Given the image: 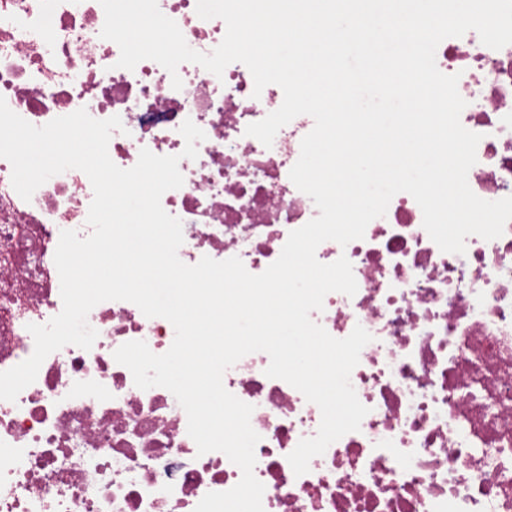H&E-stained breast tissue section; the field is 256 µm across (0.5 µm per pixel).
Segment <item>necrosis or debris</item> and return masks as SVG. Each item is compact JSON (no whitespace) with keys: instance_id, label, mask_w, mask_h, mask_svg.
<instances>
[{"instance_id":"1","label":"necrosis or debris","mask_w":512,"mask_h":512,"mask_svg":"<svg viewBox=\"0 0 512 512\" xmlns=\"http://www.w3.org/2000/svg\"><path fill=\"white\" fill-rule=\"evenodd\" d=\"M196 6L158 0L188 45L208 53L226 24L200 18ZM104 21L99 0H0V96L36 126L81 108L98 120L120 117L124 129L108 146L120 168L133 167L144 148L179 156L184 184L161 205L182 222L180 260L237 257L262 273L289 233L318 214L289 176L313 118L297 116L264 146L245 129L281 106L278 85L254 95L239 62L219 77L191 62L173 74L152 60L120 68L118 45L100 36ZM435 59L442 73L458 75L460 121L481 136L471 190L487 201L512 196V44L491 49L471 30L444 39ZM188 119L206 134L193 160L183 157L179 132ZM11 175L0 158V371L32 354L28 324L62 309L54 262L61 231L92 232L84 172L51 177L28 202ZM343 256L356 294L328 293L311 318L337 339L358 325L372 336L351 373L369 409L359 431L295 475L287 456L317 433L319 407L267 377L263 352L223 376L254 408L264 512H512V221L499 238L472 235L465 254L445 253L401 192L363 239L316 250L325 264ZM88 323L98 332L91 349L51 353L16 401L0 400V512H194L208 492L235 486L240 468L222 452L198 453L174 395L139 389L114 359L134 340L165 353L172 324L128 301L99 303Z\"/></svg>"}]
</instances>
